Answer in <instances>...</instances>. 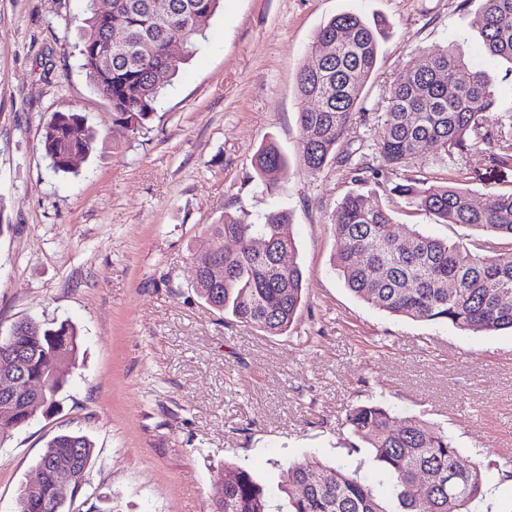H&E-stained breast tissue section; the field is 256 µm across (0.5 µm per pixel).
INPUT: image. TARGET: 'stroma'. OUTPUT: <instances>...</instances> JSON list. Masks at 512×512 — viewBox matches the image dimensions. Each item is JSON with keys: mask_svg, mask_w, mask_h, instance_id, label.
<instances>
[{"mask_svg": "<svg viewBox=\"0 0 512 512\" xmlns=\"http://www.w3.org/2000/svg\"><path fill=\"white\" fill-rule=\"evenodd\" d=\"M480 0H223L205 23L146 130H114L74 45L86 0H0V336L20 321L73 323L80 352L53 410L36 408L0 444V512L37 477L47 442L79 431L95 462L72 512H211L224 464L277 488L282 463L347 461L350 406L447 426L462 463L512 472V333L464 334L388 315L353 295L334 267L329 218L350 192L387 205L401 227L451 242L483 235L441 224L393 192L399 173L351 181L344 168L298 163L296 75L331 17L389 22L362 110L337 152L372 146L388 91L418 51L451 47L512 108V62L489 58ZM77 111L97 151L54 173L41 146L54 113ZM275 141L274 180L252 157ZM409 175L457 180L482 202L512 191V166L479 150L425 151ZM291 210L306 281L294 325L270 336L211 309L192 287L209 224L223 213L261 223Z\"/></svg>", "mask_w": 512, "mask_h": 512, "instance_id": "35a3bbf8", "label": "stroma"}]
</instances>
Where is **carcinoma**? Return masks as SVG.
Listing matches in <instances>:
<instances>
[{"label": "carcinoma", "instance_id": "obj_1", "mask_svg": "<svg viewBox=\"0 0 512 512\" xmlns=\"http://www.w3.org/2000/svg\"><path fill=\"white\" fill-rule=\"evenodd\" d=\"M88 2L89 15L79 32L81 68L93 92L112 109L113 126L139 133L192 55L202 35L197 18L215 15L223 0H112L110 18L95 11L94 0ZM111 26L124 33L122 41L108 43ZM480 30L489 57L512 61V0H481ZM385 34V21L370 23L349 13L331 18L316 33L297 77L299 98L315 103L298 113L299 163L308 172L321 173L337 163L355 182L379 179L377 168L336 155V145L361 111ZM380 121L376 151L384 167L407 169L426 148L448 154L470 147L492 166L512 165V110L498 108L490 80L469 70L452 49L428 51L420 68L406 67ZM98 143V132L76 111L56 113L42 133L43 151L56 173L74 172L71 158L90 156ZM253 167L258 176L275 178L286 160L269 142L255 153ZM394 191L443 224L471 226L511 244L469 248L418 230L402 236L388 207L352 192L330 216L335 266L347 288L391 316L447 323L465 334L512 330V298H503L512 292V192L491 191L477 206L466 188L408 175ZM291 224L286 209L268 212L260 224L224 213L209 225L207 236L224 265V285L213 287L206 274L193 284L198 297L239 323L270 335L287 332L305 298ZM226 239L238 242L236 251L224 250ZM257 240L263 241L260 250L254 247ZM78 336L70 323L21 321L0 336V349L12 342L18 347L13 357L0 356V373L22 375L23 383L41 390L40 405L53 408L64 381L51 368L75 365ZM28 422L22 409L0 415V442ZM346 424L390 476L389 498L377 494L361 466L330 465L312 457L288 464L286 480L278 486L286 502L276 504L275 492L247 468L226 463L224 512H471V504L483 496L493 464L459 467L458 448L444 427L416 418L399 420L377 402L351 408ZM63 457L76 461L75 493L59 499L46 476L32 489L20 487L17 512H65L66 502L83 488L95 446L80 432L59 434L48 442L37 467Z\"/></svg>", "mask_w": 512, "mask_h": 512}]
</instances>
